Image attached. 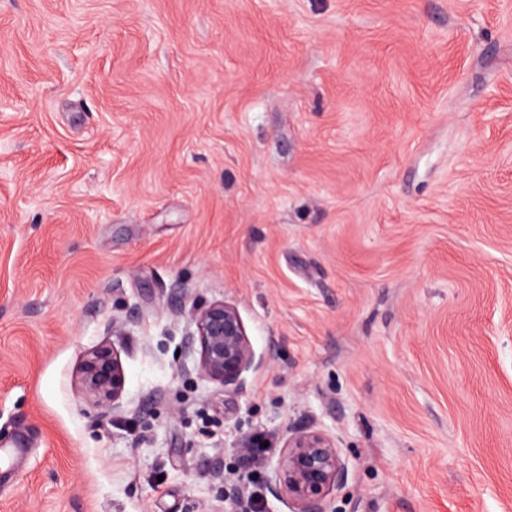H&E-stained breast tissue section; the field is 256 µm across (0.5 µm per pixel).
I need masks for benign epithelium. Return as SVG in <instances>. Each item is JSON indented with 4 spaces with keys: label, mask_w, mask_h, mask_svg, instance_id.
Wrapping results in <instances>:
<instances>
[{
    "label": "benign epithelium",
    "mask_w": 512,
    "mask_h": 512,
    "mask_svg": "<svg viewBox=\"0 0 512 512\" xmlns=\"http://www.w3.org/2000/svg\"><path fill=\"white\" fill-rule=\"evenodd\" d=\"M189 349L197 350L199 375L226 390L239 391L244 373L255 364V352L240 313L227 301H215L187 312ZM125 377L117 350L101 345L85 357L80 391L106 412L120 408ZM348 478V467L336 437L321 428L290 432L267 480L268 491L288 499L291 512H328L331 495Z\"/></svg>",
    "instance_id": "benign-epithelium-1"
}]
</instances>
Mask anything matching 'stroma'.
<instances>
[{"label": "stroma", "mask_w": 512, "mask_h": 512, "mask_svg": "<svg viewBox=\"0 0 512 512\" xmlns=\"http://www.w3.org/2000/svg\"><path fill=\"white\" fill-rule=\"evenodd\" d=\"M302 426L329 512H512V0H0V512H290L235 446ZM189 349H196L199 375L224 390L239 391L244 373L255 364V352L234 304L215 301L186 313ZM82 395L105 412L120 408L125 377L114 347L101 345L85 357L80 378Z\"/></svg>", "instance_id": "1"}]
</instances>
